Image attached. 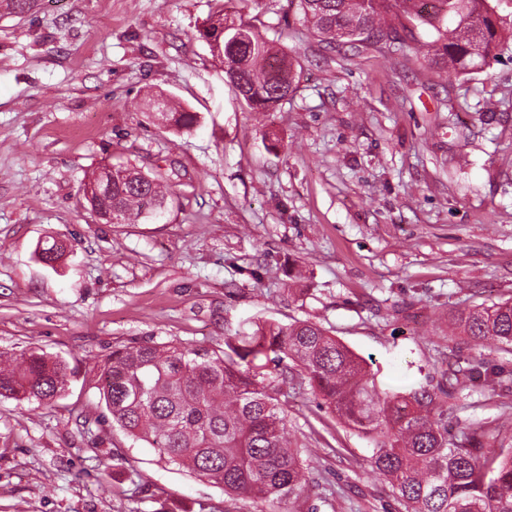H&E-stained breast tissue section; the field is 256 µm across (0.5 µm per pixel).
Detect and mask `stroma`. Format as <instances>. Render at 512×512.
Here are the masks:
<instances>
[{"mask_svg": "<svg viewBox=\"0 0 512 512\" xmlns=\"http://www.w3.org/2000/svg\"><path fill=\"white\" fill-rule=\"evenodd\" d=\"M219 0H39L0 18V351L66 360L50 405L0 399V512H224L221 489L105 418L101 368L135 342L222 346L249 320L321 323L396 389L483 358L507 387L448 397L450 441L512 435V353L448 334L512 298V49L467 75L421 43L327 50L290 0H232L282 32L298 88L246 111L199 30ZM164 94L197 124L142 107ZM163 172V218L100 224L102 166ZM60 241L55 266L36 248ZM315 481L283 512H397L372 447L293 389Z\"/></svg>", "mask_w": 512, "mask_h": 512, "instance_id": "1", "label": "stroma"}]
</instances>
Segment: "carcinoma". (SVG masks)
<instances>
[{"mask_svg": "<svg viewBox=\"0 0 512 512\" xmlns=\"http://www.w3.org/2000/svg\"><path fill=\"white\" fill-rule=\"evenodd\" d=\"M38 0H5L0 17H23ZM304 25L330 48L354 51L378 43L399 48L403 37L387 17L434 33V56L461 74L490 65L508 48L512 33L499 31L488 0H434L425 11L416 0H291ZM212 28L224 30L210 45L240 103L266 112L296 90L294 63L236 13L217 11ZM147 105L178 127L196 121L160 94ZM93 211L109 207L133 224L165 210L168 189L157 177L122 166L100 197L85 198ZM451 335L472 342L493 340L512 351V299L451 313ZM496 372L481 359L442 371L438 390L397 391L378 379L367 361L316 322L255 323L224 339L219 349L146 341L112 350L100 374L107 419L127 436L159 451L168 463L224 491L225 501L294 502L314 482L300 446L288 432L292 383L309 388L321 405L349 429L369 439L372 469L385 477L399 512H512V448L490 435L448 442L443 403L448 389L490 380ZM69 383V364L30 348L0 351V398L49 405Z\"/></svg>", "mask_w": 512, "mask_h": 512, "instance_id": "cac0c4a2", "label": "carcinoma"}]
</instances>
